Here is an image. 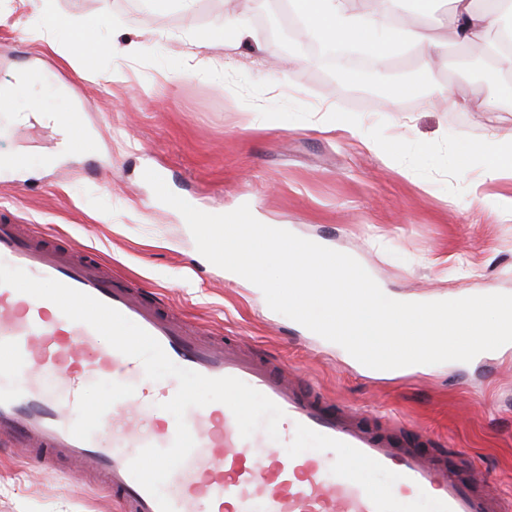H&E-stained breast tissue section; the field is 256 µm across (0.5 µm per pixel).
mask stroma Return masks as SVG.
Returning a JSON list of instances; mask_svg holds the SVG:
<instances>
[{
	"instance_id": "stroma-1",
	"label": "stroma",
	"mask_w": 512,
	"mask_h": 512,
	"mask_svg": "<svg viewBox=\"0 0 512 512\" xmlns=\"http://www.w3.org/2000/svg\"><path fill=\"white\" fill-rule=\"evenodd\" d=\"M281 0H56L71 21L41 20L34 0H0V86L27 68L44 112L79 111L94 155L66 150L59 133L20 96L0 112V221L39 227L97 256L113 275L159 292L186 322L240 340L369 423H411L406 439L476 467L512 493V346L471 362L376 373L331 342L271 310L262 292L205 259L175 208L140 179L162 169L172 191L208 211L249 205L255 218L354 257L394 300L512 294V171L488 177L479 155L493 132L512 131V79L479 82L429 62L424 47L390 56L402 77L364 90L361 72L319 61L294 31L293 56L267 36L291 29ZM227 13L248 17L252 37L212 35ZM97 19L98 51L73 39ZM139 44L136 55L113 41ZM450 85L466 109L432 100ZM358 129L350 135L348 126ZM58 154L46 165L48 154ZM0 512H119L94 473L63 459L34 463L0 451Z\"/></svg>"
}]
</instances>
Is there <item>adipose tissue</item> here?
Returning a JSON list of instances; mask_svg holds the SVG:
<instances>
[{
    "label": "adipose tissue",
    "mask_w": 512,
    "mask_h": 512,
    "mask_svg": "<svg viewBox=\"0 0 512 512\" xmlns=\"http://www.w3.org/2000/svg\"><path fill=\"white\" fill-rule=\"evenodd\" d=\"M456 10L450 36L467 45L484 43V32L494 17L512 15V0H483L475 8L474 0H455ZM291 9L302 17L304 31L316 38L344 39L360 45L373 59L387 55L407 40L425 46L429 55H437L439 44L426 27L391 24L384 11L356 12L346 0H289ZM386 39H379V32Z\"/></svg>",
    "instance_id": "ef3b65f1"
}]
</instances>
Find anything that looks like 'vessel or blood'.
Masks as SVG:
<instances>
[{"label": "vessel or blood", "instance_id": "obj_1", "mask_svg": "<svg viewBox=\"0 0 512 512\" xmlns=\"http://www.w3.org/2000/svg\"><path fill=\"white\" fill-rule=\"evenodd\" d=\"M51 122L65 131L71 149L95 151L80 114L56 113ZM0 262L97 298L158 340L177 365L238 378L283 410L288 450L271 454L263 435L241 437L225 404L192 408L185 421L195 447L163 486L175 512H401L412 496L430 500L432 512H512V501L487 489L477 469L463 471L447 457L408 446L405 423L391 432L368 429L358 412L331 406L240 343L191 336L159 298L105 274L95 259H78L71 247L44 244L21 225L0 222ZM97 337L53 302L0 284V437L34 450L36 461L64 456L99 473L120 512H159L128 465L142 448L173 442L176 423L161 421L160 405L178 383L147 379L139 360ZM97 373L112 381V409L85 405L86 380ZM47 374L57 378L61 396L44 392ZM311 443L332 452L333 469L311 457Z\"/></svg>", "mask_w": 512, "mask_h": 512}]
</instances>
